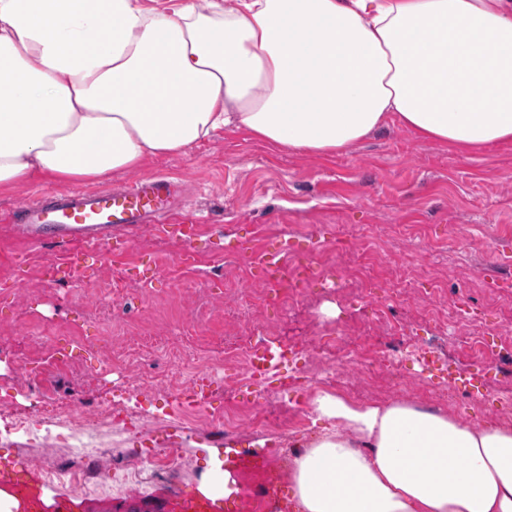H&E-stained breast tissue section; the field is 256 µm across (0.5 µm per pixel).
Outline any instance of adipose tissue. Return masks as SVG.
<instances>
[{
    "instance_id": "obj_1",
    "label": "adipose tissue",
    "mask_w": 512,
    "mask_h": 512,
    "mask_svg": "<svg viewBox=\"0 0 512 512\" xmlns=\"http://www.w3.org/2000/svg\"><path fill=\"white\" fill-rule=\"evenodd\" d=\"M395 123L512 143V0H0V189L92 182L225 128L331 154ZM296 512H512V422L316 391Z\"/></svg>"
}]
</instances>
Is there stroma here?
Instances as JSON below:
<instances>
[{"label":"stroma","instance_id":"35a3bbf8","mask_svg":"<svg viewBox=\"0 0 512 512\" xmlns=\"http://www.w3.org/2000/svg\"><path fill=\"white\" fill-rule=\"evenodd\" d=\"M135 175L177 178L187 210L204 217L191 245L194 265L176 263L189 245L145 226L124 255L106 258L80 281L52 282L43 275L47 249L0 223V396L10 400L0 413V464L16 469L41 502L64 496L73 512H178L177 495L152 478L158 461L180 463L182 490L193 493L225 458L262 456L275 465L286 454L280 431L227 436L187 420L177 393L192 391L191 376L176 369L168 347H140L147 333L174 345L191 332V351L215 378L203 397V412L213 417L234 403L257 414L271 406L308 434L314 430L308 401L316 389L359 402L401 397L438 408L450 404L440 396L449 376L465 378L483 366L482 387L466 389L450 405L475 424L512 419V375L487 362L491 347L512 337V145L463 152L392 124L348 150L317 156L222 130L189 153L149 160L108 183ZM270 235L310 246L314 262L327 269L360 265L388 274L404 288L396 313L407 342L423 343L438 326L448 327L450 358L428 367L407 360L402 382L383 394L355 365L339 369L330 357L311 377L314 351L303 343L310 330L342 327L352 312L371 315L387 304V289L377 285L346 303L332 283L321 282L304 286L303 307H261L264 283L243 261L240 245ZM144 256L158 263L154 279L133 271ZM118 278L126 287L116 296ZM432 287L440 301L427 296ZM279 323L298 340L297 351L261 386L230 388L224 350L232 337H257ZM79 340L86 350L59 362L60 345ZM135 385L138 395L129 396ZM51 402L74 410L111 406L117 413L102 437L112 452L86 457L85 487L75 497L67 457L53 461L54 482H43L25 436L3 432L18 417L41 427V406ZM128 468L148 485L126 492L109 480L113 470Z\"/></svg>","mask_w":512,"mask_h":512}]
</instances>
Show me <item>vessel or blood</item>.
I'll return each instance as SVG.
<instances>
[{
    "label": "vessel or blood",
    "instance_id": "1",
    "mask_svg": "<svg viewBox=\"0 0 512 512\" xmlns=\"http://www.w3.org/2000/svg\"><path fill=\"white\" fill-rule=\"evenodd\" d=\"M17 235L24 241L43 244L44 232L51 231L65 239L58 248L57 263L46 266L48 278L67 274L70 278L94 270L102 256L98 244L113 238L128 243L129 235L141 225H152L159 234L197 237L200 222L185 211L176 181L163 176L137 178L119 187L96 190L76 189L61 193L53 200L37 198L17 205L8 217ZM79 251H71V244ZM297 248L285 241L267 244L253 258L261 274L273 280L288 277L290 271H302L294 257ZM0 488L16 493L17 512H39L38 499L21 487L14 469L0 468ZM253 499L244 492H233L211 500L186 494L180 512H252Z\"/></svg>",
    "mask_w": 512,
    "mask_h": 512
}]
</instances>
